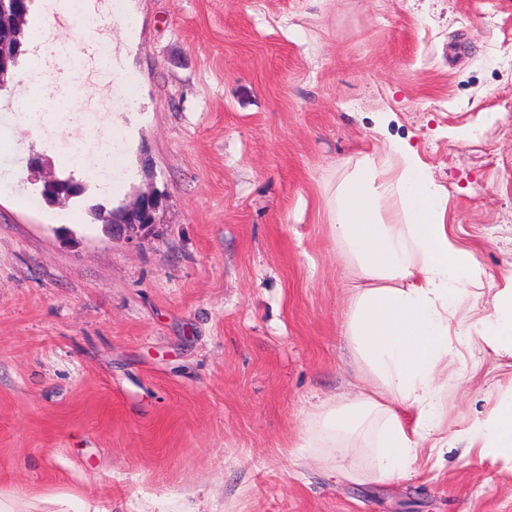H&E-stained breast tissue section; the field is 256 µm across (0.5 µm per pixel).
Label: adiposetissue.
I'll list each match as a JSON object with an SVG mask.
<instances>
[{
    "label": "adipose tissue",
    "mask_w": 512,
    "mask_h": 512,
    "mask_svg": "<svg viewBox=\"0 0 512 512\" xmlns=\"http://www.w3.org/2000/svg\"><path fill=\"white\" fill-rule=\"evenodd\" d=\"M59 15L80 19L96 70L112 68V43L98 34L103 21L92 0H43L24 75L40 98L52 73L70 65L55 38ZM326 207L330 236L351 274L347 338L369 383L346 402L317 407L298 443L299 457L330 455L358 441L371 474L390 481L432 454L448 401V364L463 343L452 327L460 297L484 294L489 284L444 222L447 198L406 144L390 142L359 157ZM478 339L512 352V287L494 292ZM474 444L480 458L512 460V396L498 401Z\"/></svg>",
    "instance_id": "ef3b65f1"
}]
</instances>
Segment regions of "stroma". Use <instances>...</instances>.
I'll use <instances>...</instances> for the list:
<instances>
[{
  "label": "stroma",
  "instance_id": "stroma-1",
  "mask_svg": "<svg viewBox=\"0 0 512 512\" xmlns=\"http://www.w3.org/2000/svg\"><path fill=\"white\" fill-rule=\"evenodd\" d=\"M116 69L57 71V128L0 90V493L112 512H512V463L469 448L512 393L478 343L448 370L440 461L368 478L359 448L299 462L310 414L365 384L325 198L360 152L408 144L494 289L512 286V0H96ZM122 145L112 238L71 168ZM41 155L83 195L51 206ZM354 469L356 481L331 478ZM162 195L155 190L139 193L130 204L102 210L106 225L112 229V238H130L140 230L154 228ZM37 502L38 512H112V502L83 499L67 493L38 494L31 497Z\"/></svg>",
  "mask_w": 512,
  "mask_h": 512
}]
</instances>
